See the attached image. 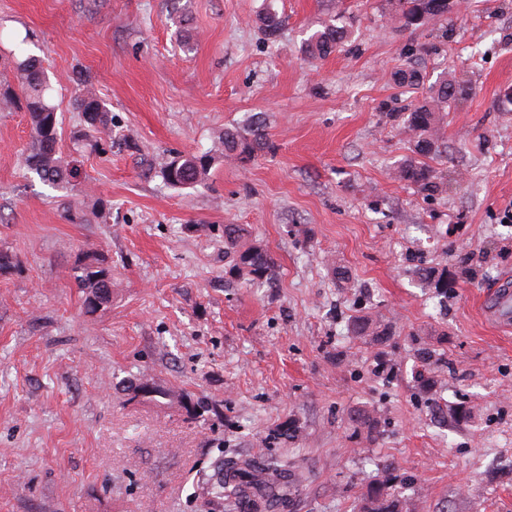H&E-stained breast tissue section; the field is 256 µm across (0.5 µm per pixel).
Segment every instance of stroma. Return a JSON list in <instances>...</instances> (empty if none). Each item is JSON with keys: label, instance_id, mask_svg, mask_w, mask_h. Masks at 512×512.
Listing matches in <instances>:
<instances>
[{"label": "stroma", "instance_id": "1", "mask_svg": "<svg viewBox=\"0 0 512 512\" xmlns=\"http://www.w3.org/2000/svg\"><path fill=\"white\" fill-rule=\"evenodd\" d=\"M336 15L351 38L309 58ZM453 17L410 32L385 0H0V58L45 60L77 168L70 192L28 172V114L0 104V249L17 263L0 273V512H232L207 484L222 457L288 463L283 512H359L388 464L406 512H512V329L482 315L512 278V0ZM409 65L472 87L431 197L396 174ZM87 92L112 113L95 150L77 140ZM253 116L270 151L215 152ZM208 151L193 189L142 172ZM228 224L272 254L273 284L230 273ZM88 254L112 268L93 314L69 277ZM363 315L383 342L348 334ZM142 374L155 392L131 398ZM205 396L223 416L189 412Z\"/></svg>", "mask_w": 512, "mask_h": 512}]
</instances>
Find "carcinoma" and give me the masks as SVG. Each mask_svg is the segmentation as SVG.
Instances as JSON below:
<instances>
[{
	"label": "carcinoma",
	"instance_id": "1",
	"mask_svg": "<svg viewBox=\"0 0 512 512\" xmlns=\"http://www.w3.org/2000/svg\"><path fill=\"white\" fill-rule=\"evenodd\" d=\"M386 2L391 17L403 29L416 30L433 21L444 28L452 23L448 0H442L435 13L428 10L425 0ZM347 37L345 26L329 21L310 37L307 52L314 57H327ZM13 73L33 130V139L24 158L27 169L53 187L74 188L71 171L58 149L60 123L55 106L46 97L48 76L42 62L35 57H26L16 62ZM397 78L401 85L421 95V101L403 117L404 127L413 135L412 155L400 164L398 176L424 192H435L438 190L437 175L430 160L438 151L436 130L443 122V113L448 111L451 104L467 97L470 88L445 78L426 88L414 69L400 70ZM75 110L83 126L82 137H112V112L93 94L87 93L77 100ZM268 147L266 126L258 118L241 130L224 132L220 141L221 153L240 163L254 159ZM212 159L213 156L206 152L167 159L160 164L148 160L146 166L150 172L159 171L168 185L186 189L204 183ZM239 238L237 225H224V258L228 259L230 271L247 276L248 281L257 287L270 283L274 277L271 255L257 246H238ZM70 278L85 295L84 307L87 312L94 313L112 302V272L99 259L77 264L71 269ZM350 331L356 336L376 339L388 333V329L379 328L363 316L351 324ZM293 483L288 465L279 460L271 459L266 467L259 468L246 460L227 459L210 476L209 490L214 498H226L235 508L246 499L250 505L249 512H271L272 508L288 501ZM392 483L393 479L388 475L370 485L366 498L371 501L383 500L376 512H396L400 500Z\"/></svg>",
	"mask_w": 512,
	"mask_h": 512
}]
</instances>
